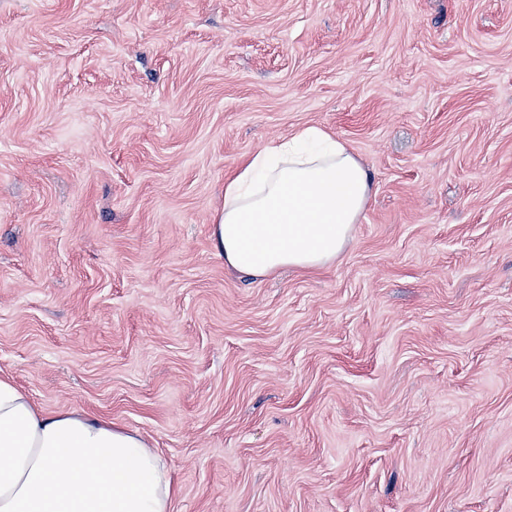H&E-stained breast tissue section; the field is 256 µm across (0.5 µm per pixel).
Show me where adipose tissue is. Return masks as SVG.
I'll return each mask as SVG.
<instances>
[{
    "label": "adipose tissue",
    "instance_id": "1",
    "mask_svg": "<svg viewBox=\"0 0 512 512\" xmlns=\"http://www.w3.org/2000/svg\"><path fill=\"white\" fill-rule=\"evenodd\" d=\"M372 192L347 145L307 126L245 159L212 226L225 266L266 277L314 271L344 251ZM169 467L137 433L43 411L0 377V512H171Z\"/></svg>",
    "mask_w": 512,
    "mask_h": 512
}]
</instances>
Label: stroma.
Segmentation results:
<instances>
[{"label":"stroma","instance_id":"obj_1","mask_svg":"<svg viewBox=\"0 0 512 512\" xmlns=\"http://www.w3.org/2000/svg\"><path fill=\"white\" fill-rule=\"evenodd\" d=\"M308 125L372 173L346 250L226 268ZM0 376L172 512H512V0H0Z\"/></svg>","mask_w":512,"mask_h":512}]
</instances>
